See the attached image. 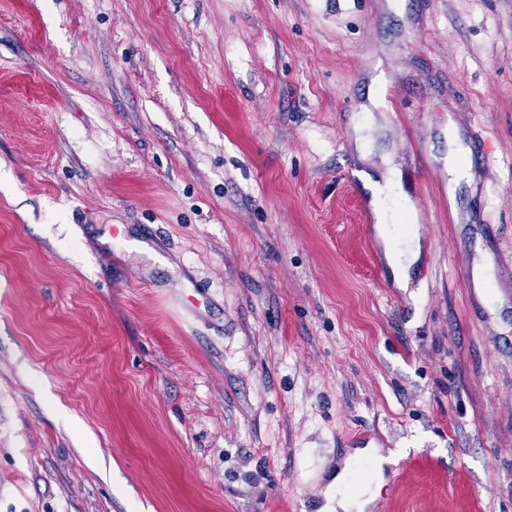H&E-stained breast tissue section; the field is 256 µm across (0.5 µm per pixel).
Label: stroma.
Instances as JSON below:
<instances>
[{
  "label": "stroma",
  "instance_id": "35a3bbf8",
  "mask_svg": "<svg viewBox=\"0 0 512 512\" xmlns=\"http://www.w3.org/2000/svg\"><path fill=\"white\" fill-rule=\"evenodd\" d=\"M362 432L367 512H512V0H0V512H315ZM383 162L385 173L381 182L371 181L370 176L365 173H362V178L370 184L372 189L371 205L376 219L377 232L385 247L388 265L395 276V280L398 283H406L409 270L419 256V239L416 237L408 239L403 249L397 247L390 234L389 215L384 200L389 196L397 197L402 203L403 210L408 214H412L413 205L405 191L401 169L393 163L390 157L384 158Z\"/></svg>",
  "mask_w": 512,
  "mask_h": 512
}]
</instances>
